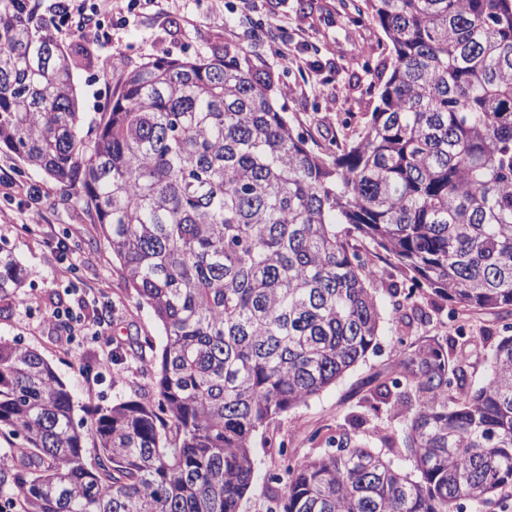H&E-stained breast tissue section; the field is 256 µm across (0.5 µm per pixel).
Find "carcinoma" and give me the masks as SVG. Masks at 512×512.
<instances>
[{"label": "carcinoma", "instance_id": "1", "mask_svg": "<svg viewBox=\"0 0 512 512\" xmlns=\"http://www.w3.org/2000/svg\"><path fill=\"white\" fill-rule=\"evenodd\" d=\"M354 9L390 70L363 128L319 150L276 107L280 75L231 44L127 72L84 136L73 72L91 52L0 0V148L77 189L166 336L149 383L88 423L41 354L0 341V430L21 439L0 488L19 512H241L259 431L376 348L361 240L455 311L512 314V0ZM26 277L0 245V302H25ZM400 355L375 395L401 407L414 473L342 434L268 476L283 492L265 512H484L512 488V335L471 391L439 341Z\"/></svg>", "mask_w": 512, "mask_h": 512}]
</instances>
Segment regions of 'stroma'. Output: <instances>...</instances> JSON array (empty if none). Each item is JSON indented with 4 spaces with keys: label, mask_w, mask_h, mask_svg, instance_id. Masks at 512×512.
<instances>
[{
    "label": "stroma",
    "mask_w": 512,
    "mask_h": 512,
    "mask_svg": "<svg viewBox=\"0 0 512 512\" xmlns=\"http://www.w3.org/2000/svg\"><path fill=\"white\" fill-rule=\"evenodd\" d=\"M112 30L111 43H91L92 63L75 70L84 129L94 128L109 109L112 93L128 70L155 60L198 54L233 42L253 58L279 71L283 89L277 104L310 144L331 147L335 137L351 136L373 104L367 88L382 70L388 52L375 23L359 19L350 0H141L124 22L101 16ZM287 58H280V51ZM55 179L26 168L12 152L0 149V244L7 245L28 272L25 292L31 306L0 304V338L19 341L40 353L69 386L76 418L126 398L146 383L144 363L124 356L128 337H149L161 347L164 333L147 307L129 294L117 260L93 212L68 197ZM42 221H28L31 207ZM78 243L60 263L48 236ZM112 309V345L88 336H68L57 328L60 309L94 320L103 306ZM410 341H447L450 357L462 367L465 385L483 384L493 351L512 325L500 312H462L449 323L447 311ZM377 350L335 384L279 417L255 440L260 479L242 501L241 512H265L267 474L286 461L303 460L331 448L348 432L380 451L393 466L410 470L402 448L396 412L374 397L376 387L399 373L401 346L393 323L383 324Z\"/></svg>",
    "instance_id": "stroma-1"
}]
</instances>
